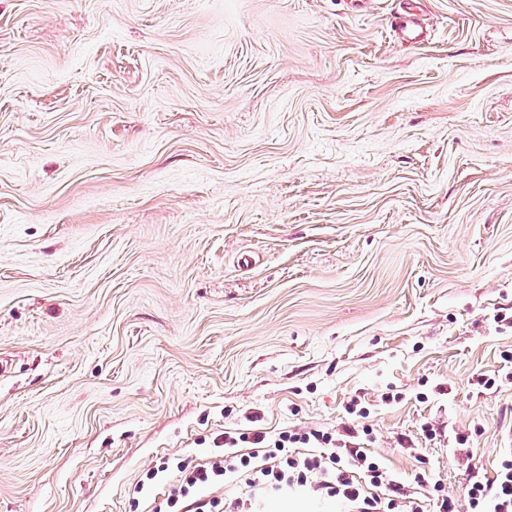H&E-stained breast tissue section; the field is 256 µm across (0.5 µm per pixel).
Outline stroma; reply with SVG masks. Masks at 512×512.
Returning <instances> with one entry per match:
<instances>
[{
    "label": "stroma",
    "instance_id": "1",
    "mask_svg": "<svg viewBox=\"0 0 512 512\" xmlns=\"http://www.w3.org/2000/svg\"><path fill=\"white\" fill-rule=\"evenodd\" d=\"M415 4L0 0V512H161L353 399L423 512L418 467L493 477L512 0Z\"/></svg>",
    "mask_w": 512,
    "mask_h": 512
}]
</instances>
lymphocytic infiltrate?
I'll return each mask as SVG.
<instances>
[{
  "label": "lymphocytic infiltrate",
  "mask_w": 512,
  "mask_h": 512,
  "mask_svg": "<svg viewBox=\"0 0 512 512\" xmlns=\"http://www.w3.org/2000/svg\"><path fill=\"white\" fill-rule=\"evenodd\" d=\"M346 435L351 442L344 446L335 434L313 428L275 438L225 434L223 455L204 465L179 466L167 512H258L264 498L301 491L344 500L351 512H407L403 484L363 452L357 429ZM243 443L256 445V452H240ZM229 480L243 488L234 500L197 494ZM464 497L467 512H512V450L502 454L494 478H471Z\"/></svg>",
  "instance_id": "obj_1"
}]
</instances>
